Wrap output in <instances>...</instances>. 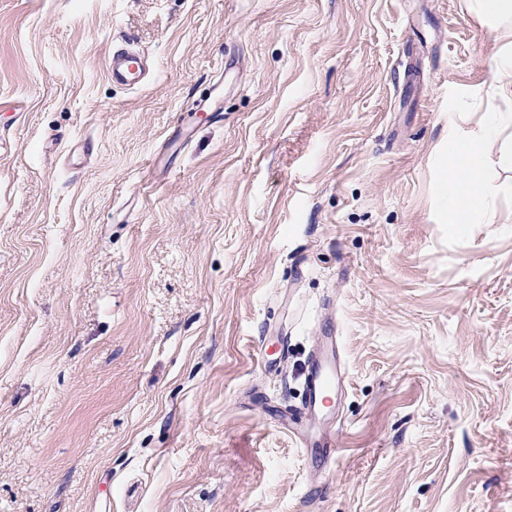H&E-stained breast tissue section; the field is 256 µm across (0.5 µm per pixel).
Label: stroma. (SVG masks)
Here are the masks:
<instances>
[{"mask_svg": "<svg viewBox=\"0 0 512 512\" xmlns=\"http://www.w3.org/2000/svg\"><path fill=\"white\" fill-rule=\"evenodd\" d=\"M505 43L469 0H0V512H512V223L442 218ZM330 336L326 461L281 422ZM146 73L145 60L137 51L121 49L109 56L107 74L116 84L138 87L143 84Z\"/></svg>", "mask_w": 512, "mask_h": 512, "instance_id": "obj_1", "label": "stroma"}]
</instances>
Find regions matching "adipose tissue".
<instances>
[{
  "instance_id": "adipose-tissue-1",
  "label": "adipose tissue",
  "mask_w": 512,
  "mask_h": 512,
  "mask_svg": "<svg viewBox=\"0 0 512 512\" xmlns=\"http://www.w3.org/2000/svg\"><path fill=\"white\" fill-rule=\"evenodd\" d=\"M492 95L509 109L486 113L478 134L464 132V116L448 121L447 205L443 217L451 224L499 221L486 158L499 143L502 130L512 127V51L501 54L496 61Z\"/></svg>"
}]
</instances>
